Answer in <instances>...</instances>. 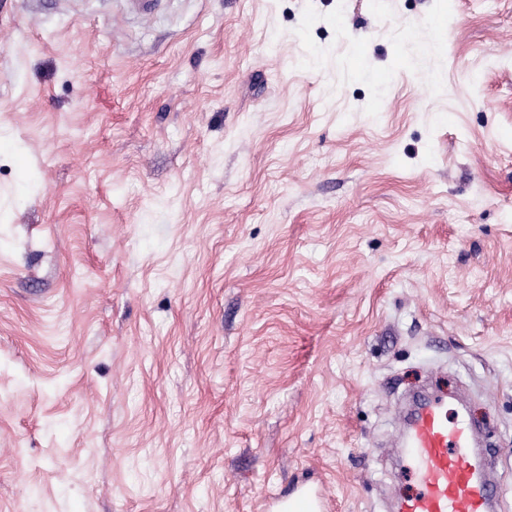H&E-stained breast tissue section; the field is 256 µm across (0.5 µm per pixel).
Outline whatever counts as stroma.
Here are the masks:
<instances>
[{
	"label": "stroma",
	"instance_id": "35a3bbf8",
	"mask_svg": "<svg viewBox=\"0 0 512 512\" xmlns=\"http://www.w3.org/2000/svg\"><path fill=\"white\" fill-rule=\"evenodd\" d=\"M443 393L512 512V0H0V512H398ZM269 507L276 509L273 512H323L324 496L318 489L301 486L291 497L274 499Z\"/></svg>",
	"mask_w": 512,
	"mask_h": 512
}]
</instances>
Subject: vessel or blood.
<instances>
[{
  "instance_id": "vessel-or-blood-1",
  "label": "vessel or blood",
  "mask_w": 512,
  "mask_h": 512,
  "mask_svg": "<svg viewBox=\"0 0 512 512\" xmlns=\"http://www.w3.org/2000/svg\"><path fill=\"white\" fill-rule=\"evenodd\" d=\"M473 439L463 421H449L445 400L422 403L403 438L417 490L403 499L399 512H492L498 487L475 465L468 448ZM271 506L275 512H323L324 496L302 486Z\"/></svg>"
}]
</instances>
